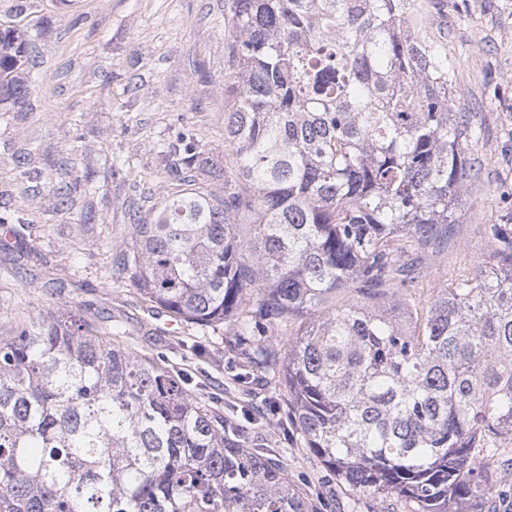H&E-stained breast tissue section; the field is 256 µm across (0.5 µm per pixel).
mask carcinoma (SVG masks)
Masks as SVG:
<instances>
[{"mask_svg": "<svg viewBox=\"0 0 512 512\" xmlns=\"http://www.w3.org/2000/svg\"><path fill=\"white\" fill-rule=\"evenodd\" d=\"M433 0H224V151L235 184L196 182L182 132L167 195L133 225L118 275L176 319L235 326L241 378L288 392V420L323 467L414 512L492 493L512 444V213L491 261L403 325L382 288L405 258L455 236L480 138L456 105ZM26 31L0 28V105L29 91ZM248 215L245 230L238 212ZM353 288L364 302L322 305ZM284 353L254 328H288ZM483 466L472 465L475 452ZM0 512H309L253 432L194 402L161 364L94 325L0 336Z\"/></svg>", "mask_w": 512, "mask_h": 512, "instance_id": "cac0c4a2", "label": "carcinoma"}]
</instances>
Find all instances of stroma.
Masks as SVG:
<instances>
[{
	"label": "stroma",
	"mask_w": 512,
	"mask_h": 512,
	"mask_svg": "<svg viewBox=\"0 0 512 512\" xmlns=\"http://www.w3.org/2000/svg\"><path fill=\"white\" fill-rule=\"evenodd\" d=\"M433 22L482 137L470 150L478 174L456 242L424 259L427 286L414 297L422 307L488 260L486 227L512 200V0H438ZM1 24L24 27L31 47L24 110L0 105V216L11 231L0 239V336L43 319L111 317L115 343L161 363L215 413L264 403L270 422L257 433L281 450L312 512H412L354 494L307 455L286 392L235 380L232 326L180 322L114 273L136 221L173 190L178 131L225 165L224 0H0ZM490 481L493 495L460 503L461 512H512V447Z\"/></svg>",
	"instance_id": "1"
}]
</instances>
